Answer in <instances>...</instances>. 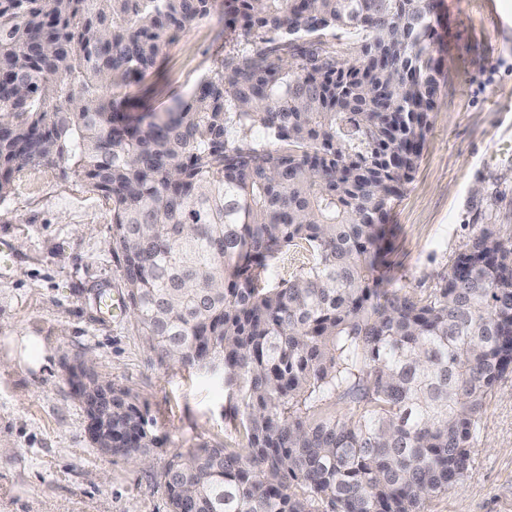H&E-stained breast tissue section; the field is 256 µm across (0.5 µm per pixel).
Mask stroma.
Wrapping results in <instances>:
<instances>
[{
  "label": "stroma",
  "instance_id": "obj_1",
  "mask_svg": "<svg viewBox=\"0 0 512 512\" xmlns=\"http://www.w3.org/2000/svg\"><path fill=\"white\" fill-rule=\"evenodd\" d=\"M441 60L431 127L411 182L389 219L385 283L426 297L480 228L512 242V0H437ZM239 47L221 10L174 34L143 79L115 89L138 112L188 97ZM13 260L0 272V512H169V460L202 445L240 448L219 376L161 366L129 314L101 311L100 293L124 291L112 256L110 211L89 184L32 165L0 201V238ZM34 336L32 368L17 342ZM93 362L128 388L166 436L147 464L103 454L90 441L67 381ZM427 512H512V374L488 398L465 480Z\"/></svg>",
  "mask_w": 512,
  "mask_h": 512
}]
</instances>
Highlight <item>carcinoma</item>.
I'll list each match as a JSON object with an SVG mask.
<instances>
[{"instance_id": "cac0c4a2", "label": "carcinoma", "mask_w": 512, "mask_h": 512, "mask_svg": "<svg viewBox=\"0 0 512 512\" xmlns=\"http://www.w3.org/2000/svg\"><path fill=\"white\" fill-rule=\"evenodd\" d=\"M213 7L0 0V199L32 165L101 192L148 350L224 380L246 445L173 457L170 512H425L512 373V246L492 225L425 298L379 274L435 106L436 0H224L251 53L168 112L108 94ZM292 246L312 265L267 285ZM91 383L112 388V455L143 460L154 418Z\"/></svg>"}]
</instances>
